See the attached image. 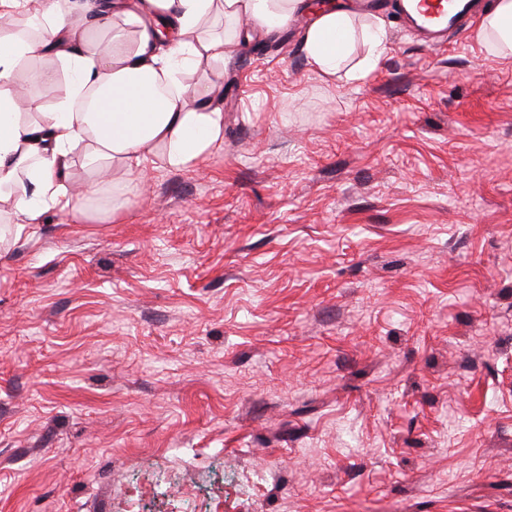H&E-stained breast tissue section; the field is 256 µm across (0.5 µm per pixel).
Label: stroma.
Here are the masks:
<instances>
[{
	"label": "stroma",
	"mask_w": 512,
	"mask_h": 512,
	"mask_svg": "<svg viewBox=\"0 0 512 512\" xmlns=\"http://www.w3.org/2000/svg\"><path fill=\"white\" fill-rule=\"evenodd\" d=\"M327 5L372 68L241 22L222 149L0 230V512H512V55Z\"/></svg>",
	"instance_id": "1"
}]
</instances>
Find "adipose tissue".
Instances as JSON below:
<instances>
[{
	"instance_id": "obj_1",
	"label": "adipose tissue",
	"mask_w": 512,
	"mask_h": 512,
	"mask_svg": "<svg viewBox=\"0 0 512 512\" xmlns=\"http://www.w3.org/2000/svg\"><path fill=\"white\" fill-rule=\"evenodd\" d=\"M304 0H0V206L16 224L61 208L88 219L72 191L74 163L99 182L142 172L159 159L195 166L224 143V114L202 68L223 65L232 44L224 20L274 29ZM479 36L512 53V0H494ZM354 37L347 12L327 10L306 29L313 68L335 75ZM36 60L19 82L21 63ZM40 93L30 96L27 87Z\"/></svg>"
}]
</instances>
